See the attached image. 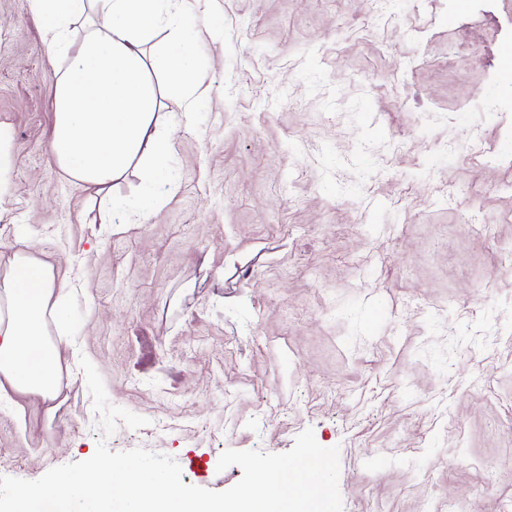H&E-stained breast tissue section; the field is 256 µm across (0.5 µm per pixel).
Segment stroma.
<instances>
[{"instance_id":"stroma-1","label":"stroma","mask_w":512,"mask_h":512,"mask_svg":"<svg viewBox=\"0 0 512 512\" xmlns=\"http://www.w3.org/2000/svg\"><path fill=\"white\" fill-rule=\"evenodd\" d=\"M198 94L164 96L173 190L95 224L50 151L58 68L0 0V270L71 288L66 381L0 400V476L143 448L223 491L228 449H340L344 512H512V0H188ZM113 405L103 436L80 357Z\"/></svg>"}]
</instances>
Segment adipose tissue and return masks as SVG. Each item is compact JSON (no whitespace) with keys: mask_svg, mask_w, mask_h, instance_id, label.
Segmentation results:
<instances>
[{"mask_svg":"<svg viewBox=\"0 0 512 512\" xmlns=\"http://www.w3.org/2000/svg\"><path fill=\"white\" fill-rule=\"evenodd\" d=\"M47 49L59 63L51 152L73 180L112 198L129 168L167 170L172 140L160 129V87L145 57L152 32L171 37L161 51L170 85L190 88L210 63L193 53L181 27L185 0H28ZM65 294L49 264L16 251L0 275V397L7 390L53 398L63 376L46 318L62 316Z\"/></svg>","mask_w":512,"mask_h":512,"instance_id":"ef3b65f1","label":"adipose tissue"}]
</instances>
